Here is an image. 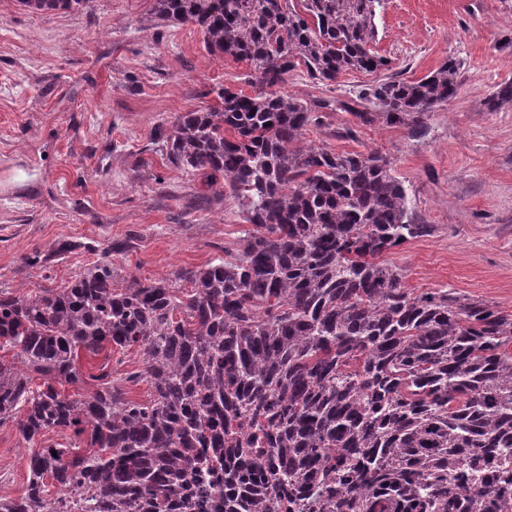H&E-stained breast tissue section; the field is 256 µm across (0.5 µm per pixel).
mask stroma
<instances>
[{"label":"stroma","instance_id":"obj_1","mask_svg":"<svg viewBox=\"0 0 512 512\" xmlns=\"http://www.w3.org/2000/svg\"><path fill=\"white\" fill-rule=\"evenodd\" d=\"M152 0H87L69 12H32L0 0V289L57 288L132 237L114 255L116 286L237 255L249 228L232 195L204 172L171 165L154 143L181 112L219 105V91L253 93L246 63L210 55L191 24L162 26ZM375 49L415 80L462 60L455 97L430 112L419 136L362 125L349 108L381 72L335 82L291 71L288 96L327 106L308 139L393 161L430 235L385 254L411 292L450 288L512 313V110L489 111L512 80V0H385ZM354 129V138L343 135ZM61 241L81 250L51 268L28 256ZM31 455L15 423L0 425V496L28 484Z\"/></svg>","mask_w":512,"mask_h":512}]
</instances>
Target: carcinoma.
<instances>
[{"mask_svg":"<svg viewBox=\"0 0 512 512\" xmlns=\"http://www.w3.org/2000/svg\"><path fill=\"white\" fill-rule=\"evenodd\" d=\"M86 2L19 0L33 12ZM153 3L258 85L155 136L173 165L221 174L252 229L232 260L150 283L115 288L104 260L59 288L0 290V350L20 364L0 360V425L29 444L59 430L80 440L33 449L26 491L0 497V512H198L213 497L221 512H512V314L410 292L381 256L431 226L392 162L303 141L324 115L280 91L300 66L322 83L388 68L374 50L382 0ZM460 67L451 57L367 85L353 116L417 135L456 95ZM487 105L512 109V81ZM132 347L145 364L128 379L151 386L146 403L108 381L112 355ZM83 353L100 374L84 378ZM88 379L90 395L57 388Z\"/></svg>","mask_w":512,"mask_h":512,"instance_id":"cac0c4a2","label":"carcinoma"}]
</instances>
